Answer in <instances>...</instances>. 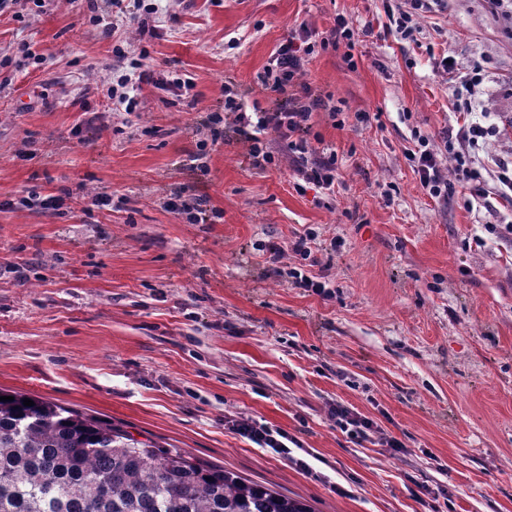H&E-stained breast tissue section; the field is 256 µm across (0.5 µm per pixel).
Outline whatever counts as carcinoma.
<instances>
[{"label": "carcinoma", "instance_id": "obj_1", "mask_svg": "<svg viewBox=\"0 0 512 512\" xmlns=\"http://www.w3.org/2000/svg\"><path fill=\"white\" fill-rule=\"evenodd\" d=\"M9 395L0 400V512H312L110 422Z\"/></svg>", "mask_w": 512, "mask_h": 512}]
</instances>
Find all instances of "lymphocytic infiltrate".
<instances>
[{"mask_svg":"<svg viewBox=\"0 0 512 512\" xmlns=\"http://www.w3.org/2000/svg\"><path fill=\"white\" fill-rule=\"evenodd\" d=\"M444 0H386L384 13L389 31L401 39L412 38L420 28V21L429 14L441 10ZM112 21L102 24L103 35H113L118 25L135 28L143 43L137 53H127L117 45L113 53L117 61L116 82L108 88L112 109L131 113L139 106L138 95L142 84H150L158 93L160 101L179 95L183 88L191 86V78L154 75L147 61L151 56L147 44L155 31L149 25L153 15L162 12V0H134L126 5L125 0H110ZM358 34L352 23L344 16H337L333 27L313 41L311 33L301 31L298 35L280 43L272 54L261 78L262 86L283 95V102L268 109H248L245 102L227 98L224 108L234 113V122L248 144L247 156L252 164L263 167L274 160L272 152L263 148V135L273 134L286 141L292 153L299 157L296 168L300 180L319 189H332L336 181L338 156L330 147H315L310 143L312 117L314 113L326 112L329 118H337L339 111L332 106L331 96L316 92L303 82L307 56L316 48L355 47ZM439 75L446 77L452 89L454 105L463 112L465 119L458 127L449 129L441 144L420 131H412V148L406 149L404 157L419 177L422 188L440 202L454 199L457 185L479 180L481 172L479 156L488 137L496 129L489 124L487 113L479 105L484 93V76L480 65H472L460 71L457 62L438 59L435 63Z\"/></svg>","mask_w":512,"mask_h":512,"instance_id":"obj_1","label":"lymphocytic infiltrate"}]
</instances>
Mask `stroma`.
Instances as JSON below:
<instances>
[{"mask_svg":"<svg viewBox=\"0 0 512 512\" xmlns=\"http://www.w3.org/2000/svg\"><path fill=\"white\" fill-rule=\"evenodd\" d=\"M339 15L362 31L353 62L318 49L304 75L343 105L344 127L313 118L341 161L334 194L299 191L275 136L274 163L253 167L229 117L223 145L198 154L225 81L269 107L258 77L273 51L299 24L324 32ZM385 21L382 0H170L149 66L175 61L194 87L164 103L143 85L138 111L116 114L107 82L126 27L102 36L84 0L1 9L0 388L312 512H512V205L435 201L404 158L412 130L439 141L461 119L434 70L445 54L481 63L501 131L488 152L512 151V37L485 0H447L412 41ZM184 184L205 222L168 208ZM92 188L111 204L94 205ZM30 189L60 208L17 207ZM309 228L323 295L275 274L260 249ZM338 403L405 453L341 432ZM240 416L297 447H258L232 430Z\"/></svg>","mask_w":512,"mask_h":512,"instance_id":"35a3bbf8","label":"stroma"}]
</instances>
